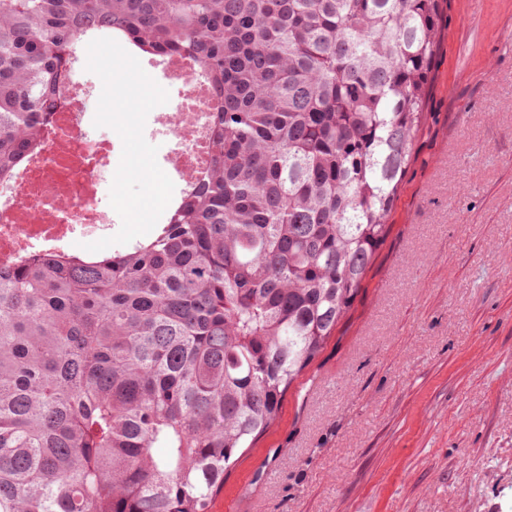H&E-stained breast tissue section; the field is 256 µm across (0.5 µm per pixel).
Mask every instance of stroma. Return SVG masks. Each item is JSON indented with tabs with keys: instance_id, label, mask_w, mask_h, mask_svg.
I'll return each instance as SVG.
<instances>
[{
	"instance_id": "1",
	"label": "stroma",
	"mask_w": 512,
	"mask_h": 512,
	"mask_svg": "<svg viewBox=\"0 0 512 512\" xmlns=\"http://www.w3.org/2000/svg\"><path fill=\"white\" fill-rule=\"evenodd\" d=\"M98 55L84 79L113 113L98 134L154 162L144 126L160 87L125 46ZM118 186L112 240L77 251L162 223L163 173ZM211 512H512V0H446L386 240Z\"/></svg>"
}]
</instances>
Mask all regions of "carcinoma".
Instances as JSON below:
<instances>
[{"label": "carcinoma", "mask_w": 512, "mask_h": 512, "mask_svg": "<svg viewBox=\"0 0 512 512\" xmlns=\"http://www.w3.org/2000/svg\"><path fill=\"white\" fill-rule=\"evenodd\" d=\"M441 27V0H0L1 185L87 37L219 102L148 240L0 266V512H211L385 241Z\"/></svg>", "instance_id": "obj_1"}]
</instances>
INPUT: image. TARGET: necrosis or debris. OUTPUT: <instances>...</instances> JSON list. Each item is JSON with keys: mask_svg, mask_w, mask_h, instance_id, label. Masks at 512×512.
Here are the masks:
<instances>
[{"mask_svg": "<svg viewBox=\"0 0 512 512\" xmlns=\"http://www.w3.org/2000/svg\"><path fill=\"white\" fill-rule=\"evenodd\" d=\"M144 66L163 90L146 128L164 145L158 164L171 182H194L210 161L213 91L187 61L165 57L145 60ZM88 92L85 85L71 90L66 106L52 118L40 153L0 185V263L14 266L68 252L79 239L111 238L112 211L102 205L105 194L115 191L107 165L111 144L85 121Z\"/></svg>", "mask_w": 512, "mask_h": 512, "instance_id": "necrosis-or-debris-1", "label": "necrosis or debris"}]
</instances>
